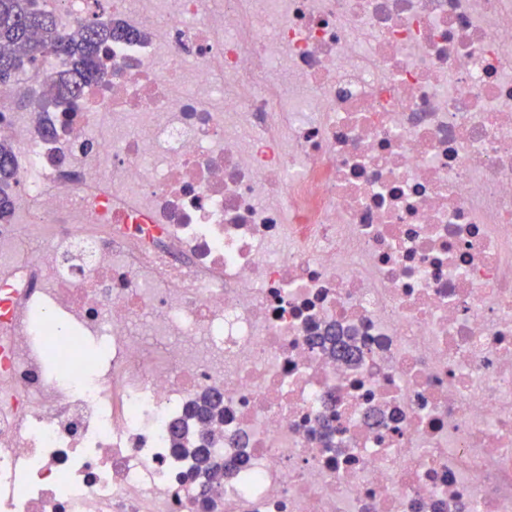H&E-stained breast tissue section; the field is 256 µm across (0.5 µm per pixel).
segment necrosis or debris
<instances>
[{
    "label": "necrosis or debris",
    "instance_id": "1",
    "mask_svg": "<svg viewBox=\"0 0 512 512\" xmlns=\"http://www.w3.org/2000/svg\"><path fill=\"white\" fill-rule=\"evenodd\" d=\"M51 2L118 34L0 84V512H512V0ZM13 175V145L7 138H0V223L12 215L11 180ZM172 435L176 440L175 447H186L183 440L187 441L188 426L176 424L173 427ZM183 452L193 456L197 462V471L206 477L208 484L224 478V467L218 466L212 461L211 449L204 452L203 448H184Z\"/></svg>",
    "mask_w": 512,
    "mask_h": 512
}]
</instances>
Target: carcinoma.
Returning <instances> with one entry per match:
<instances>
[{"label":"carcinoma","instance_id":"obj_1","mask_svg":"<svg viewBox=\"0 0 512 512\" xmlns=\"http://www.w3.org/2000/svg\"><path fill=\"white\" fill-rule=\"evenodd\" d=\"M112 45V20L93 19L70 35L55 15L40 8L38 0H0V83L18 79L24 69L36 66L40 59L54 55L65 60L67 68L50 73L44 80V95L67 109H75L71 97L87 85H97L112 73L103 64ZM13 145L0 138V223L12 215L11 180ZM192 416L201 423L223 416L220 402L206 395L194 406ZM193 456L197 471L214 483L224 477V468L212 461L211 451L185 448Z\"/></svg>","mask_w":512,"mask_h":512}]
</instances>
